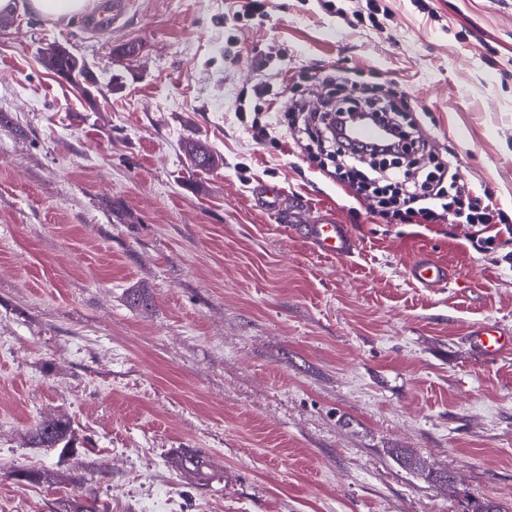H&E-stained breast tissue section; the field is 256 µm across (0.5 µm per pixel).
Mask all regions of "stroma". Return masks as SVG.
Masks as SVG:
<instances>
[{
    "mask_svg": "<svg viewBox=\"0 0 512 512\" xmlns=\"http://www.w3.org/2000/svg\"><path fill=\"white\" fill-rule=\"evenodd\" d=\"M242 3L130 0L109 34L0 21V512H512V351L466 341L512 331V238L480 252L450 215L385 222L251 126L339 76L410 97L512 218V0ZM52 45L96 85L49 71ZM261 183L350 225L355 253H315ZM423 253L447 287L408 279ZM58 416L66 454L31 442ZM185 448L205 483L176 468ZM188 155L191 165L199 171H207L216 163L212 150L203 141L191 142L188 146ZM471 336H468L470 344L476 349L477 353L486 358L498 357L504 350L510 349L511 340H506L501 328L493 325H479L470 330Z\"/></svg>",
    "mask_w": 512,
    "mask_h": 512,
    "instance_id": "obj_1",
    "label": "stroma"
}]
</instances>
